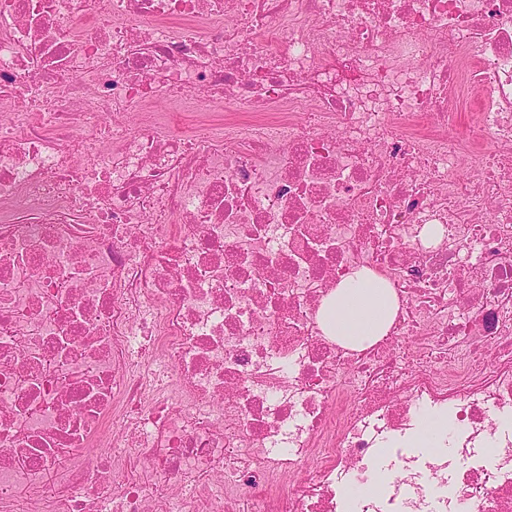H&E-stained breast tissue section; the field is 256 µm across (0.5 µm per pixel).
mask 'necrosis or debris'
<instances>
[{"instance_id": "obj_1", "label": "necrosis or debris", "mask_w": 512, "mask_h": 512, "mask_svg": "<svg viewBox=\"0 0 512 512\" xmlns=\"http://www.w3.org/2000/svg\"><path fill=\"white\" fill-rule=\"evenodd\" d=\"M0 512H512V0H0ZM396 303L382 280L361 271L342 282L322 308V324L338 340L360 349L385 335Z\"/></svg>"}]
</instances>
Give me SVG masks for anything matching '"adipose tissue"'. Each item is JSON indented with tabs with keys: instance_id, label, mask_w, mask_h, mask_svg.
Segmentation results:
<instances>
[{
	"instance_id": "obj_1",
	"label": "adipose tissue",
	"mask_w": 512,
	"mask_h": 512,
	"mask_svg": "<svg viewBox=\"0 0 512 512\" xmlns=\"http://www.w3.org/2000/svg\"><path fill=\"white\" fill-rule=\"evenodd\" d=\"M396 303L381 279L361 271L342 282L322 308V324L338 340L363 349L390 326Z\"/></svg>"
}]
</instances>
